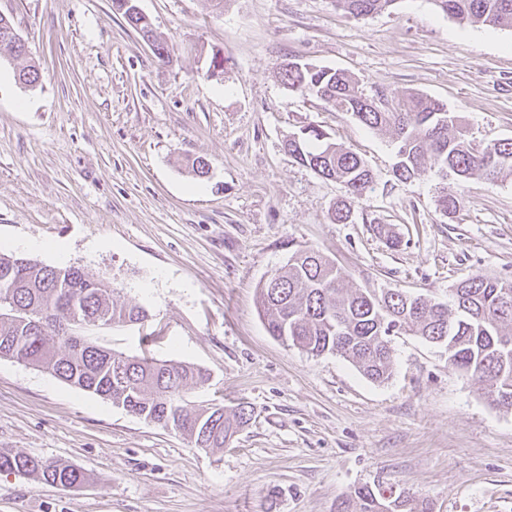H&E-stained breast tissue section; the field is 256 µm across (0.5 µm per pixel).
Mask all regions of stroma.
Wrapping results in <instances>:
<instances>
[{
	"instance_id": "35a3bbf8",
	"label": "stroma",
	"mask_w": 512,
	"mask_h": 512,
	"mask_svg": "<svg viewBox=\"0 0 512 512\" xmlns=\"http://www.w3.org/2000/svg\"><path fill=\"white\" fill-rule=\"evenodd\" d=\"M169 60L112 0H0L27 54L0 62V247L109 282L141 324L93 327L98 344L205 368L195 408L251 421L208 451L99 396L0 358V448L83 470L75 488L0 473V512H337L358 488L432 512H512V410L448 365L445 347L393 337L392 376L270 336L257 290L301 248L345 286L451 301L482 274L512 281V178L462 184L393 174L396 145L349 113L289 90L284 61L348 72L364 93L418 92L458 113L473 143L512 138V30L459 24L433 0L359 19L336 0H139ZM221 79L205 76L213 54ZM40 77L19 84L16 70ZM306 126L377 176L331 222L342 186L285 149ZM205 157L208 177L187 160ZM401 239L388 248L379 228Z\"/></svg>"
}]
</instances>
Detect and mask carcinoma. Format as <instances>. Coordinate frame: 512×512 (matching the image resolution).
<instances>
[{
  "instance_id": "obj_1",
  "label": "carcinoma",
  "mask_w": 512,
  "mask_h": 512,
  "mask_svg": "<svg viewBox=\"0 0 512 512\" xmlns=\"http://www.w3.org/2000/svg\"><path fill=\"white\" fill-rule=\"evenodd\" d=\"M398 0H336L346 14L362 17L384 11ZM441 12L461 23L512 29V0H434ZM128 24L153 39L155 54L169 57L168 45L155 34L148 17L124 10ZM26 54L11 20L0 15V57ZM281 81L290 90L311 95L351 114L364 126L388 133L396 143L394 173L408 181L427 168L463 183L474 176L495 184L512 177V138L482 150L474 147L459 116L448 106L414 93L403 99L366 95L340 69L285 64ZM286 148L298 163L321 177L340 183L347 195L331 212V220H348L351 202L373 190L376 174L356 153L307 126L288 138ZM437 205L448 218L460 211L459 194L441 189ZM512 282L477 274L452 289L453 311L398 290L381 294L346 288L336 264L311 248L292 253L287 263L259 288L261 311L271 336L319 356L336 353L372 382L391 375V337L411 333L448 348V365L465 377L485 383L489 393L512 394ZM114 289L75 266H49L27 260L14 280L0 283V357L46 369L80 390L112 401L144 421L171 427L199 441L209 426L203 449H221L249 423L253 410L239 405L230 415L224 407L193 409L185 390L203 386L208 374L175 361L131 357L92 342L85 330L97 324L142 323L148 311L119 305ZM0 472L34 476L55 485L77 487L86 474L69 464L44 460L12 448H0ZM400 512L405 501L379 499L364 486L342 502L338 512Z\"/></svg>"
}]
</instances>
